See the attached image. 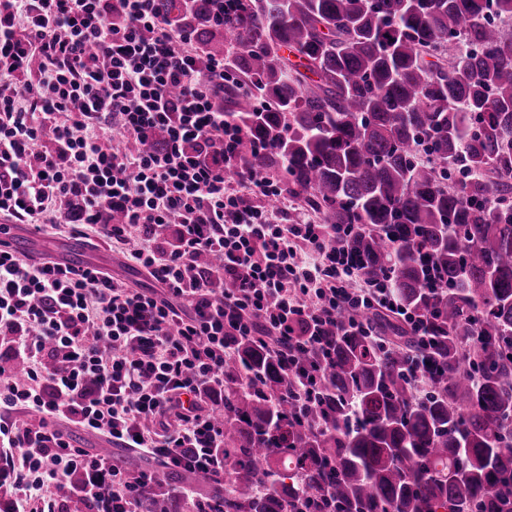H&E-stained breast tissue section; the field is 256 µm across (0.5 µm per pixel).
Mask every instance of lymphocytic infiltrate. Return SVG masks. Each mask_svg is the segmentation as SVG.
Returning a JSON list of instances; mask_svg holds the SVG:
<instances>
[{
  "label": "lymphocytic infiltrate",
  "instance_id": "f902f5d3",
  "mask_svg": "<svg viewBox=\"0 0 512 512\" xmlns=\"http://www.w3.org/2000/svg\"><path fill=\"white\" fill-rule=\"evenodd\" d=\"M155 2L0 0V217L94 236L154 281L0 249V337L28 363L20 379L0 369V465L21 512H139L162 468L223 473L225 337L286 359L343 313L406 315L356 279L343 225L312 223L274 174L243 166L223 63L203 75ZM158 134L159 150L120 147ZM203 252L219 265L196 270ZM19 409L35 421L13 420ZM62 417L158 470L133 475L72 446Z\"/></svg>",
  "mask_w": 512,
  "mask_h": 512
}]
</instances>
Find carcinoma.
<instances>
[{
  "label": "carcinoma",
  "mask_w": 512,
  "mask_h": 512,
  "mask_svg": "<svg viewBox=\"0 0 512 512\" xmlns=\"http://www.w3.org/2000/svg\"><path fill=\"white\" fill-rule=\"evenodd\" d=\"M157 0L224 61L245 161L277 174L390 279L431 338L347 314L317 401L229 337L221 478L173 467L141 512H512V0ZM431 374L416 388L412 358Z\"/></svg>",
  "instance_id": "1"
}]
</instances>
